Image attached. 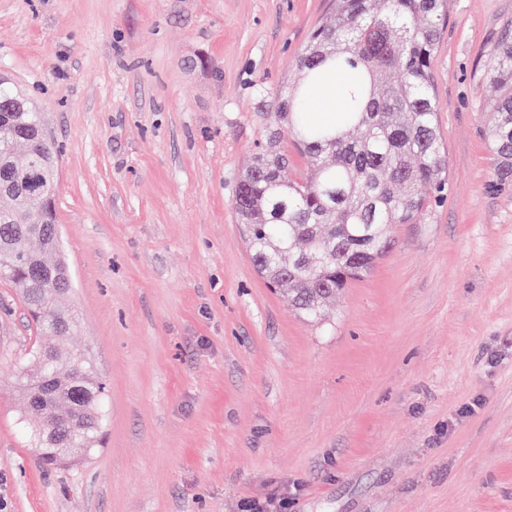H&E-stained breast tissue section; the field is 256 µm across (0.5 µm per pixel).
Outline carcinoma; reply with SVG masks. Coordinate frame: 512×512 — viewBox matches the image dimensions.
Masks as SVG:
<instances>
[{"label": "carcinoma", "mask_w": 512, "mask_h": 512, "mask_svg": "<svg viewBox=\"0 0 512 512\" xmlns=\"http://www.w3.org/2000/svg\"><path fill=\"white\" fill-rule=\"evenodd\" d=\"M333 21L316 27L296 58L302 83L284 80L268 107L263 146L241 175L232 200L251 258L266 283L299 315L324 319L329 303L365 276L392 245L397 224H420L448 185L437 126L432 57L448 16V0H335ZM344 82L345 118L333 130L308 115L304 87L322 68ZM485 137L495 160L491 188L512 181V31L488 51ZM44 125L26 104L0 115V166L44 176L38 194L4 192L0 208V275L18 291L36 337L15 365L24 398L28 447L47 464L75 465L100 445L106 421L104 383L90 357L71 346L72 318L62 304L70 283L60 249H50L44 224L56 221V149L49 137L25 138ZM307 161L295 179L283 139ZM67 323L63 334L56 321ZM56 374L47 393L45 380ZM73 421L68 447L47 439L44 419Z\"/></svg>", "instance_id": "carcinoma-1"}]
</instances>
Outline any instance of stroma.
I'll list each match as a JSON object with an SVG mask.
<instances>
[{
  "instance_id": "obj_1",
  "label": "stroma",
  "mask_w": 512,
  "mask_h": 512,
  "mask_svg": "<svg viewBox=\"0 0 512 512\" xmlns=\"http://www.w3.org/2000/svg\"><path fill=\"white\" fill-rule=\"evenodd\" d=\"M432 61L448 185L322 323L256 271L231 205L256 85L332 0H0V77L59 153L65 301L107 385L102 444L44 469L0 277V512H512V186L483 138L512 0H450Z\"/></svg>"
}]
</instances>
